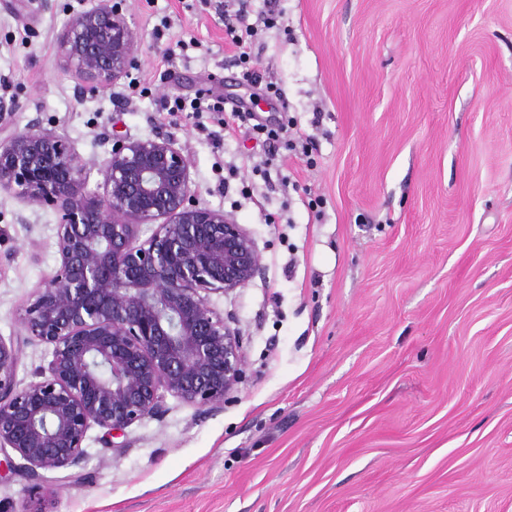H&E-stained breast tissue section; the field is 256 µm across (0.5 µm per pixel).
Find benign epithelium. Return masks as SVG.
Wrapping results in <instances>:
<instances>
[{"instance_id":"7a95c632","label":"benign epithelium","mask_w":512,"mask_h":512,"mask_svg":"<svg viewBox=\"0 0 512 512\" xmlns=\"http://www.w3.org/2000/svg\"><path fill=\"white\" fill-rule=\"evenodd\" d=\"M56 42L84 91L110 89L140 66L120 0L73 14ZM99 136L112 149L95 190L69 140L39 119L0 138V193L57 215L58 264L20 316L51 360L21 387L20 348L0 337V452L26 461L17 468L5 456L33 491L45 473L84 460L91 428L123 448L127 429L162 413L164 393L211 411L243 380L238 330L207 294L248 287L262 272L257 244L200 202L173 133L131 138L105 126Z\"/></svg>"}]
</instances>
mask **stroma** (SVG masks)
I'll return each mask as SVG.
<instances>
[{
	"mask_svg": "<svg viewBox=\"0 0 512 512\" xmlns=\"http://www.w3.org/2000/svg\"><path fill=\"white\" fill-rule=\"evenodd\" d=\"M90 3L0 0L15 130L37 118L64 133L96 183L102 126L167 129L264 271L211 297L245 359L223 407L165 395L113 450L91 428L48 512H512V0H279L254 54L282 97L259 111L312 137L303 159L275 145L287 192L254 172L252 130L217 141L208 113L160 108L261 93L227 63L208 0H124L141 66L83 93L56 34ZM55 232L51 210L0 193L1 338L19 339Z\"/></svg>",
	"mask_w": 512,
	"mask_h": 512,
	"instance_id": "stroma-1",
	"label": "stroma"
}]
</instances>
